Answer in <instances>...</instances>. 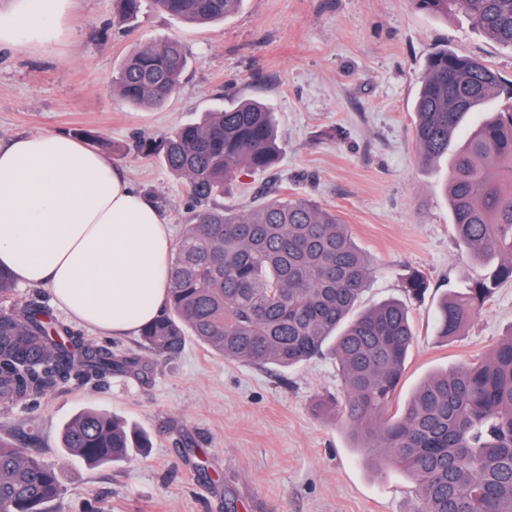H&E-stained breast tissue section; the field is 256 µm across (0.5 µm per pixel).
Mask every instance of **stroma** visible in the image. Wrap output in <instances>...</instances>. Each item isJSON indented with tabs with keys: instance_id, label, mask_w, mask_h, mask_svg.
Here are the masks:
<instances>
[{
	"instance_id": "35a3bbf8",
	"label": "stroma",
	"mask_w": 512,
	"mask_h": 512,
	"mask_svg": "<svg viewBox=\"0 0 512 512\" xmlns=\"http://www.w3.org/2000/svg\"><path fill=\"white\" fill-rule=\"evenodd\" d=\"M179 40L188 57L179 92L137 109L112 89L137 45ZM482 59L512 79V48L464 13L435 16L413 0H243L206 27L143 8L120 21L115 0H74L63 32L42 44L0 46V146L43 132L94 131L141 195H153L172 239L189 212L181 179L137 155L140 136L196 122L254 99L274 114L280 155L243 172L225 203L246 212L269 187L335 210L373 272L356 308L405 300L414 271L430 282L409 303L416 336L400 391L407 401L432 374L484 356L512 331V283L460 336L435 332L438 301L484 273L459 245L444 190L447 165L429 166L413 135V107L427 63L440 51ZM141 377L72 383L32 405L0 411V439L62 462L63 512H414L413 479L361 454L349 426L311 412L315 395L343 398L331 356L291 369L229 363L195 340L170 359L148 357ZM103 409L150 439L128 459L92 468L64 458L60 434L76 413ZM195 453H188L187 442Z\"/></svg>"
}]
</instances>
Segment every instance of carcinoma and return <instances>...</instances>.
<instances>
[{
  "label": "carcinoma",
  "mask_w": 512,
  "mask_h": 512,
  "mask_svg": "<svg viewBox=\"0 0 512 512\" xmlns=\"http://www.w3.org/2000/svg\"><path fill=\"white\" fill-rule=\"evenodd\" d=\"M125 21L143 0H118ZM436 15L464 12L493 40L512 46V0H413ZM241 0H153L166 14L207 25ZM185 48L141 44L124 59L112 88L137 108L160 107L180 87ZM503 109L482 120L448 154L457 128L493 99ZM424 162L448 157L446 192L460 245L487 273L439 304L436 332L460 335L497 288L512 282V88L481 59L431 57L414 109ZM137 149L183 179L190 224L170 267L168 305L140 329L155 357L178 354L192 337L226 361L282 368L329 351L344 381L340 402L321 395L314 411L345 414L359 448L376 453L416 484V512H512V331L487 357L425 379L398 415L387 411L414 342L406 305L387 301L350 317L372 267L336 211L296 195L276 196L249 212L224 204L243 170L277 161L275 125L266 107L235 102ZM429 281L410 276L409 297ZM142 361L96 344L36 301H24L13 274L0 269V408L27 404L62 385L137 375ZM68 457L90 465L127 458L148 438L112 414L86 410L62 430ZM60 466L0 439V512H61Z\"/></svg>",
  "instance_id": "cac0c4a2"
}]
</instances>
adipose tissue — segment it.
<instances>
[{
  "label": "adipose tissue",
  "instance_id": "1",
  "mask_svg": "<svg viewBox=\"0 0 512 512\" xmlns=\"http://www.w3.org/2000/svg\"><path fill=\"white\" fill-rule=\"evenodd\" d=\"M0 18V45L59 32L70 0ZM173 243L157 209L103 154L57 133L0 146V267L47 287L55 307L108 336L161 314Z\"/></svg>",
  "mask_w": 512,
  "mask_h": 512
}]
</instances>
